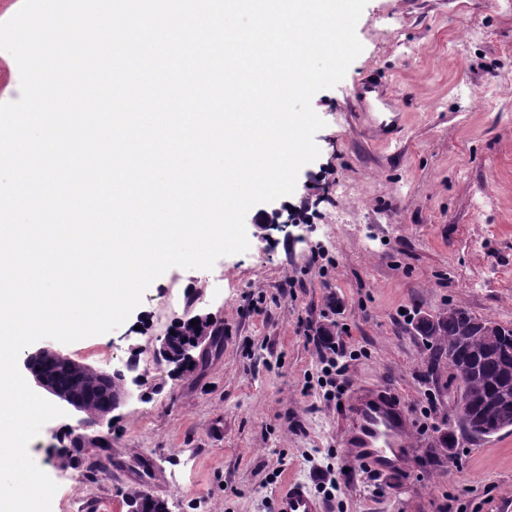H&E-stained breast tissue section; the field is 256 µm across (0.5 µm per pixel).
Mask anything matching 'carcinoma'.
Wrapping results in <instances>:
<instances>
[{"instance_id": "cac0c4a2", "label": "carcinoma", "mask_w": 512, "mask_h": 512, "mask_svg": "<svg viewBox=\"0 0 512 512\" xmlns=\"http://www.w3.org/2000/svg\"><path fill=\"white\" fill-rule=\"evenodd\" d=\"M421 335L440 345L453 378L469 375L475 417L486 430L470 431L459 421L462 433L472 438L492 436L512 427V329L486 335L475 316L450 307L433 322L421 321Z\"/></svg>"}]
</instances>
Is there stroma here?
<instances>
[{"label": "stroma", "instance_id": "1", "mask_svg": "<svg viewBox=\"0 0 512 512\" xmlns=\"http://www.w3.org/2000/svg\"><path fill=\"white\" fill-rule=\"evenodd\" d=\"M356 34L361 55L311 100L320 155L275 201L295 228L258 237L250 210L247 252L170 268L117 329L54 342L102 371L134 367L140 382L112 422L70 409L30 442L58 486L52 512H126L132 491L171 512H274L290 480L326 512H512V428L448 448L456 383L415 329L451 306L512 326V0H369ZM377 73L403 109L392 141L351 106ZM190 310L223 334L178 376L154 347ZM310 327L343 342L349 390L388 388L408 410L413 446L398 471L350 458L347 396L326 399ZM72 430L110 436L107 469L59 466Z\"/></svg>", "mask_w": 512, "mask_h": 512}]
</instances>
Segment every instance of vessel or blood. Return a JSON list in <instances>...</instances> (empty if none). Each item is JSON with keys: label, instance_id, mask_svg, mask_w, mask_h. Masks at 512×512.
<instances>
[{"label": "vessel or blood", "instance_id": "1", "mask_svg": "<svg viewBox=\"0 0 512 512\" xmlns=\"http://www.w3.org/2000/svg\"><path fill=\"white\" fill-rule=\"evenodd\" d=\"M372 81L355 93V111L368 114L381 107L398 113L396 100ZM346 428L343 444L360 466L379 473L400 469L411 446V420L401 401L386 388L363 387L354 391L344 404ZM275 512H325L323 502L306 485L285 484L275 497Z\"/></svg>", "mask_w": 512, "mask_h": 512}]
</instances>
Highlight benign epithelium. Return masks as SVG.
I'll use <instances>...</instances> for the list:
<instances>
[{
  "label": "benign epithelium",
  "mask_w": 512,
  "mask_h": 512,
  "mask_svg": "<svg viewBox=\"0 0 512 512\" xmlns=\"http://www.w3.org/2000/svg\"><path fill=\"white\" fill-rule=\"evenodd\" d=\"M269 227H276L282 230L288 228V220L283 218V212L280 209L273 208L269 211L263 210L258 217L256 228L265 230ZM195 321L196 335L192 342L182 348L178 353H172L167 346V338L160 339V343L155 346V356L173 367V371L179 372L186 365L196 363V351L198 348L210 343L211 337L222 333V326L215 317L202 310L193 311L180 318V321ZM39 356L52 365L70 372L73 376V386L63 387L47 375L31 370L29 374L35 385L52 395L59 401L65 403L78 412L86 415V421L93 424H101L105 421L110 422L114 419V412L118 410L125 402L128 396V389L125 385L123 374L115 372L106 373L95 369L85 363L76 361L52 348L39 347L28 354V359L24 363H29V358ZM94 375L100 383L109 388L104 404L101 409L93 411L87 406L83 392L76 388L82 379L88 375ZM119 383V388H112V383Z\"/></svg>",
  "instance_id": "benign-epithelium-1"
}]
</instances>
